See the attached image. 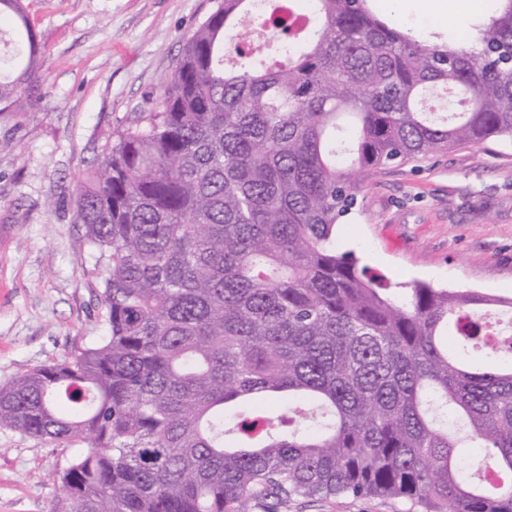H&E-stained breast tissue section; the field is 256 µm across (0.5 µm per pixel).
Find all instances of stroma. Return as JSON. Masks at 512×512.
<instances>
[{"label": "stroma", "mask_w": 512, "mask_h": 512, "mask_svg": "<svg viewBox=\"0 0 512 512\" xmlns=\"http://www.w3.org/2000/svg\"><path fill=\"white\" fill-rule=\"evenodd\" d=\"M44 95L0 112V386L104 336L103 274L77 180L150 112L215 0H24ZM336 245L390 282L512 295V141L377 170ZM84 442L0 428V512H70L55 479ZM278 512H430L401 498H298Z\"/></svg>", "instance_id": "35a3bbf8"}]
</instances>
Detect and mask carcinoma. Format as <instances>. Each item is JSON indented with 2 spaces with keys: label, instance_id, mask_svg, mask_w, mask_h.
I'll return each instance as SVG.
<instances>
[{
  "label": "carcinoma",
  "instance_id": "cac0c4a2",
  "mask_svg": "<svg viewBox=\"0 0 512 512\" xmlns=\"http://www.w3.org/2000/svg\"><path fill=\"white\" fill-rule=\"evenodd\" d=\"M419 40L376 0H217L155 110L79 182L106 336L0 387V427L89 451L72 512L394 497L512 512V296L389 282L336 247L371 172L512 139V0ZM26 60L0 112L41 97ZM250 22L279 57L226 46ZM473 41L478 49L464 48ZM319 411L307 427L294 417ZM502 481L465 475L472 451Z\"/></svg>",
  "mask_w": 512,
  "mask_h": 512
}]
</instances>
